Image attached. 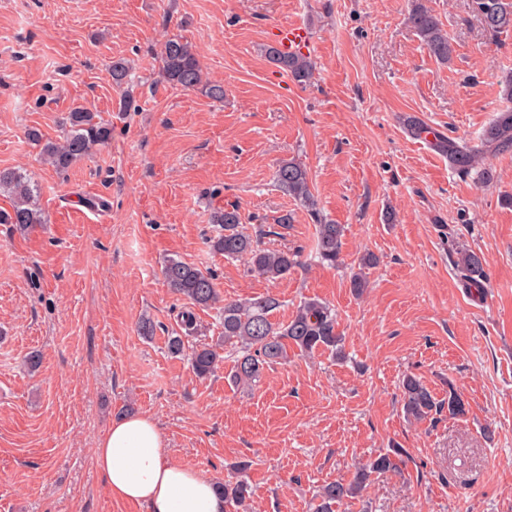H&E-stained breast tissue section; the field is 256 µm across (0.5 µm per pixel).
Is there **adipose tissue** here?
<instances>
[{
	"mask_svg": "<svg viewBox=\"0 0 512 512\" xmlns=\"http://www.w3.org/2000/svg\"><path fill=\"white\" fill-rule=\"evenodd\" d=\"M94 455L114 499L145 505L148 512H225L213 482L167 458L163 435L149 417L115 421Z\"/></svg>",
	"mask_w": 512,
	"mask_h": 512,
	"instance_id": "obj_1",
	"label": "adipose tissue"
}]
</instances>
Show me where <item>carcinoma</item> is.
<instances>
[{
  "label": "carcinoma",
  "mask_w": 512,
  "mask_h": 512,
  "mask_svg": "<svg viewBox=\"0 0 512 512\" xmlns=\"http://www.w3.org/2000/svg\"><path fill=\"white\" fill-rule=\"evenodd\" d=\"M473 8L482 24L499 33L512 29V0H472ZM409 23L430 55L447 63L454 53L453 43L430 8L416 0L408 16ZM269 61L281 72L298 83L308 82L315 65L311 58L298 51L284 54L276 47L265 50ZM161 75L174 86L197 91L211 99H224V87L203 80L196 47L180 38H169L160 51ZM68 129L58 140L46 139L37 130L28 132L29 140L40 147L41 155L56 171L65 172L76 161L88 155L95 147L111 139L112 130L96 120L94 113L75 108L67 118ZM437 145L448 151L451 167L468 175L490 151L512 147V109L507 108L492 119L485 128L481 145L465 141L448 143L443 139ZM275 180L281 191L307 209L316 224L315 257L323 265L334 266L339 259L344 237V226L323 218L316 207L311 180L306 166L291 158L280 162ZM0 192L10 198V209L0 210V224H11L21 232L44 223L39 207L40 189L16 169H0ZM211 223L218 225L217 236L211 239L212 248L226 258H244L250 272L268 280L286 278L300 265L297 251L271 249L261 246L258 239L242 226L238 207L218 209L211 215ZM486 259L483 255L463 248L457 251L456 268L470 288H485ZM162 274L168 288L181 295L195 307L212 308L221 302L214 278L193 263L170 257ZM223 303V302H221ZM279 306L271 295L252 297L244 302L227 301L218 308L221 339L231 348L234 366L231 379L236 384L252 385L273 364L288 360V350L310 355L318 351L341 357L345 337L337 330L336 312L328 304L309 298L297 306L286 323H274L270 316ZM193 372L206 377L215 373L224 363L219 348L198 343L188 351ZM403 410L409 421L421 422L448 410L450 416L465 414V403L453 387H448V399H437L432 391L415 375L402 379ZM405 451L394 448L380 453L359 468L345 482H331L321 488L314 512H336L349 499L360 496L372 476L397 471L403 463ZM224 495L226 512H246L251 496L249 483L240 476L217 483Z\"/></svg>",
  "instance_id": "1"
}]
</instances>
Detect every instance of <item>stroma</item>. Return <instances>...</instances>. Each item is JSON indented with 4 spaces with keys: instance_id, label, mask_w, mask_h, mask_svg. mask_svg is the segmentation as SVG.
Returning a JSON list of instances; mask_svg holds the SVG:
<instances>
[{
    "instance_id": "1",
    "label": "stroma",
    "mask_w": 512,
    "mask_h": 512,
    "mask_svg": "<svg viewBox=\"0 0 512 512\" xmlns=\"http://www.w3.org/2000/svg\"><path fill=\"white\" fill-rule=\"evenodd\" d=\"M425 3L453 40L450 63L407 23L410 0H0V168L32 177L46 218L25 233L0 224V512H147L111 498L94 460L128 412L153 417L168 457L211 481L247 463L250 512H313L323 485L392 445L408 454L402 470L338 512H512V148L488 153L483 184L407 130L414 118L478 142L506 106L512 30L487 31L471 0ZM291 23L312 39L304 86L264 55ZM172 36L196 46L223 100L162 80ZM118 59L130 67L120 86ZM126 95L134 111H121ZM79 106L112 138L60 175L26 132L59 138ZM290 158L345 227L339 266L318 263L313 220L275 184ZM230 204L303 266L270 282L213 251L210 215ZM461 248L487 260L483 294L458 274ZM368 252L379 262L360 268ZM171 256L212 273L225 299L275 296L276 322L305 299L329 303L346 361L292 353L237 387L228 355L197 377L168 350L180 314L192 309L194 342L221 328L164 283ZM410 373L437 398L456 390L465 414L407 422Z\"/></svg>"
}]
</instances>
